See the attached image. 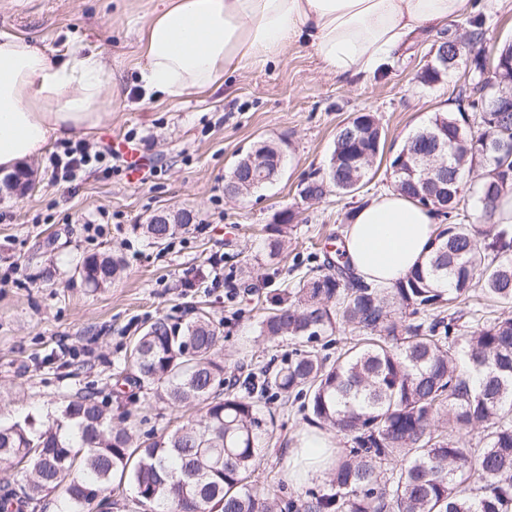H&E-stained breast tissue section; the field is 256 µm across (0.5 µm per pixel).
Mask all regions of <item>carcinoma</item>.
<instances>
[{
    "instance_id": "cac0c4a2",
    "label": "carcinoma",
    "mask_w": 512,
    "mask_h": 512,
    "mask_svg": "<svg viewBox=\"0 0 512 512\" xmlns=\"http://www.w3.org/2000/svg\"><path fill=\"white\" fill-rule=\"evenodd\" d=\"M468 38L455 37L438 50L481 73L498 67L496 88H462L476 122L465 112L436 114L409 136L399 152L401 171L392 187L446 217L437 228L426 262L390 288L355 280L342 258L324 260L300 277L298 288L258 322L267 340L289 338L293 349L280 367L245 388L271 390L300 401L311 424L347 439L322 488L309 489L294 512H512V317L487 318L460 333L454 302L475 290L504 306L512 304V226L494 221L495 202L512 194V112H482L483 99L512 98V43L488 58L481 21H470ZM448 120V148L433 152L424 133ZM382 128L369 112L356 114L336 133L324 170L300 184L305 200L329 192L353 195L372 169L363 155L383 151ZM263 155L267 175L283 148L253 145L234 165L224 191L234 197L267 185L249 178L252 153ZM482 224L460 213L468 177ZM296 213L285 209L265 227L269 256L279 255ZM190 223L179 211L169 224H145L155 244ZM121 262L108 252L88 256L81 274L102 288L120 276ZM358 334L345 342L338 332ZM221 323L199 309L188 322L156 318L131 344L116 367L124 384L154 391L174 407H197L175 429L140 437L132 413L116 397L119 424L94 389L77 391L56 414L0 422V466L20 469L21 493L5 488L0 512H46V492L62 490L59 512H92L95 502L125 507L112 492L131 485L142 512H277L271 493L260 494L252 468L273 437L274 419L260 400L224 391V363L217 357ZM336 347V358L316 345ZM401 459L389 473L388 461Z\"/></svg>"
}]
</instances>
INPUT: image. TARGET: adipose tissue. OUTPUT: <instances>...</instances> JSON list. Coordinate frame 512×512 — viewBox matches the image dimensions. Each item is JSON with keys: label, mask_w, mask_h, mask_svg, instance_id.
Listing matches in <instances>:
<instances>
[{"label": "adipose tissue", "mask_w": 512, "mask_h": 512, "mask_svg": "<svg viewBox=\"0 0 512 512\" xmlns=\"http://www.w3.org/2000/svg\"><path fill=\"white\" fill-rule=\"evenodd\" d=\"M474 0H163L137 30L146 96L175 100L217 90L229 72L276 62L308 43L326 72L370 77L419 30L472 11ZM122 80L102 51L77 44L64 58L24 35L0 34V172L49 144L95 134ZM441 219L396 191L359 206L344 229L354 275L389 288L431 249Z\"/></svg>", "instance_id": "ef3b65f1"}]
</instances>
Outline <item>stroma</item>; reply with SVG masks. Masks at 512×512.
I'll return each mask as SVG.
<instances>
[{"label": "stroma", "mask_w": 512, "mask_h": 512, "mask_svg": "<svg viewBox=\"0 0 512 512\" xmlns=\"http://www.w3.org/2000/svg\"><path fill=\"white\" fill-rule=\"evenodd\" d=\"M160 0H0V33L26 34L55 55L67 44L99 45L121 73L124 94L112 103L106 126L92 135L105 144L112 134L139 143L156 169L147 183L131 186L123 170L104 161L77 180L56 179L49 156L53 142L30 159L33 187L24 195L0 190V412L24 417L55 410L77 388L111 393L113 365L129 340L160 316L184 322L194 309L224 324L219 354L226 377L241 390L250 370L279 366L290 340L269 342L255 326L272 301L286 297L311 265L312 256L335 255L337 230L360 203L390 191L388 160L374 162L371 180L355 195L328 193L319 200L297 194L299 182L331 156L337 130L355 113L375 115L387 145L400 147L438 112H453L455 87L476 81L465 66L434 87L417 74L439 33L413 35L374 76L346 82L324 71L303 43L280 61L225 75L208 96L146 102L137 80L136 30ZM484 41L495 49L512 40V0H475ZM267 140L284 149L280 176L245 198H231L224 185L237 159ZM287 208L298 217L288 250L269 259L264 227ZM160 210L191 213L192 226L155 245L139 227ZM110 251L124 271L104 288L79 274L83 258ZM224 257V275L240 287L235 300L212 287L210 261ZM277 432L253 474L259 492L281 501L321 484L288 479V455L308 425L295 408L270 398ZM141 430L173 429L194 416L140 394L132 406Z\"/></svg>", "instance_id": "35a3bbf8"}]
</instances>
